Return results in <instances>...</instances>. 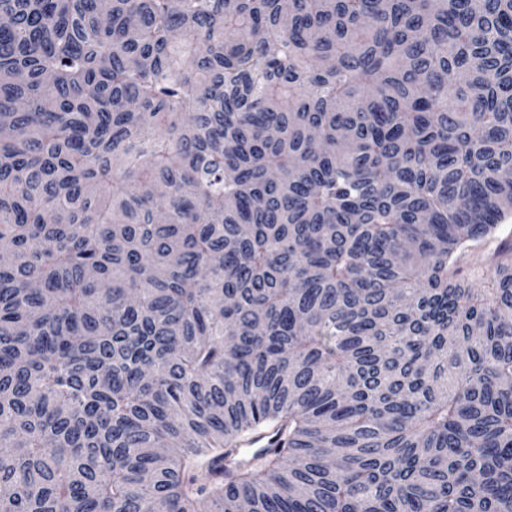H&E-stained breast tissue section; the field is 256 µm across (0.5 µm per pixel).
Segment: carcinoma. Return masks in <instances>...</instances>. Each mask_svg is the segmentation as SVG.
<instances>
[{
	"label": "carcinoma",
	"instance_id": "1",
	"mask_svg": "<svg viewBox=\"0 0 512 512\" xmlns=\"http://www.w3.org/2000/svg\"><path fill=\"white\" fill-rule=\"evenodd\" d=\"M509 216L512 0H0V512H512ZM495 244L496 242H493L484 248L476 249L463 259V274L468 283L478 286L482 275L485 276L492 270L495 262L493 255Z\"/></svg>",
	"mask_w": 512,
	"mask_h": 512
}]
</instances>
